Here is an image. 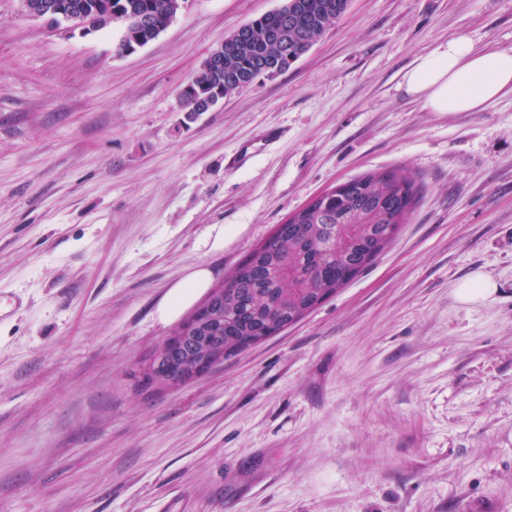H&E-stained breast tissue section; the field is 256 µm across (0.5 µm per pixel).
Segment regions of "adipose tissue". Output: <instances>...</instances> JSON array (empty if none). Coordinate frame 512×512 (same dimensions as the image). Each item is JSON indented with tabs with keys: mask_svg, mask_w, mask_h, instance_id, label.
Returning <instances> with one entry per match:
<instances>
[{
	"mask_svg": "<svg viewBox=\"0 0 512 512\" xmlns=\"http://www.w3.org/2000/svg\"><path fill=\"white\" fill-rule=\"evenodd\" d=\"M400 86L428 111L474 112L512 92V52L479 49L458 35L420 56Z\"/></svg>",
	"mask_w": 512,
	"mask_h": 512,
	"instance_id": "adipose-tissue-1",
	"label": "adipose tissue"
}]
</instances>
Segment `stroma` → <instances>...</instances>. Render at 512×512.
Returning <instances> with one entry per match:
<instances>
[{"label":"stroma","instance_id":"35a3bbf8","mask_svg":"<svg viewBox=\"0 0 512 512\" xmlns=\"http://www.w3.org/2000/svg\"><path fill=\"white\" fill-rule=\"evenodd\" d=\"M282 3L186 0L121 55V25L0 0V512H512V93L442 115L399 88L459 33L512 51V0H350L288 70L184 111ZM384 170L422 192L367 270L208 374L135 388L278 224ZM477 273L491 291L460 300ZM208 280L209 272L206 269H197L191 273L185 283L175 287L181 289L176 292L174 300L161 309V316L163 318H168L174 312L177 303L188 296L186 294V288H203L207 284ZM206 310L207 305L204 302L200 303L162 343L163 350H166V356H169V361L170 363H173V365L176 364V361L181 357L183 348L185 347V336H181L179 331L190 329L197 319L205 315Z\"/></svg>","mask_w":512,"mask_h":512}]
</instances>
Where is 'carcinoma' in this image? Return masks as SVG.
<instances>
[{"label": "carcinoma", "mask_w": 512, "mask_h": 512, "mask_svg": "<svg viewBox=\"0 0 512 512\" xmlns=\"http://www.w3.org/2000/svg\"><path fill=\"white\" fill-rule=\"evenodd\" d=\"M348 0H290L224 39V69L202 73L187 96L217 87L224 94L245 87L266 70L279 71L306 53L325 29L347 10ZM135 18L164 23L177 0H112ZM420 186L409 176L385 171L356 177L323 194L316 208L297 222L277 226L227 276L217 298L218 316L204 332L224 337L235 356L250 339L262 341L297 322L327 289L342 288L394 240L417 203Z\"/></svg>", "instance_id": "obj_1"}]
</instances>
